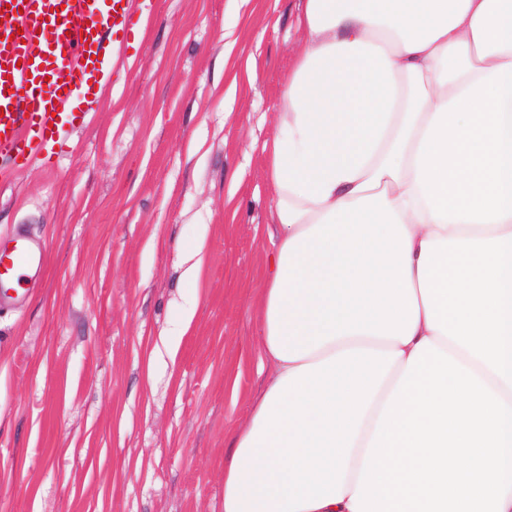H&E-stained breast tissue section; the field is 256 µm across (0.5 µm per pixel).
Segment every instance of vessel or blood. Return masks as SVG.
<instances>
[{
	"label": "vessel or blood",
	"instance_id": "b4317fda",
	"mask_svg": "<svg viewBox=\"0 0 512 512\" xmlns=\"http://www.w3.org/2000/svg\"><path fill=\"white\" fill-rule=\"evenodd\" d=\"M0 180L32 157L51 152L62 135L77 129L75 88L94 96L104 76V36L128 32L124 11L108 0H0ZM46 245L16 236L0 248V288L18 273L42 272Z\"/></svg>",
	"mask_w": 512,
	"mask_h": 512
}]
</instances>
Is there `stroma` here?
Masks as SVG:
<instances>
[{
    "label": "stroma",
    "instance_id": "obj_1",
    "mask_svg": "<svg viewBox=\"0 0 512 512\" xmlns=\"http://www.w3.org/2000/svg\"><path fill=\"white\" fill-rule=\"evenodd\" d=\"M123 4L135 37L94 100L76 95L85 127L0 182V238L49 250L0 306V512H224V454L271 375L267 148L304 0Z\"/></svg>",
    "mask_w": 512,
    "mask_h": 512
}]
</instances>
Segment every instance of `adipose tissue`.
Returning <instances> with one entry per match:
<instances>
[{"label": "adipose tissue", "instance_id": "ef3b65f1", "mask_svg": "<svg viewBox=\"0 0 512 512\" xmlns=\"http://www.w3.org/2000/svg\"><path fill=\"white\" fill-rule=\"evenodd\" d=\"M269 156L273 377L224 512H350L428 341L512 405V0H305Z\"/></svg>", "mask_w": 512, "mask_h": 512}]
</instances>
